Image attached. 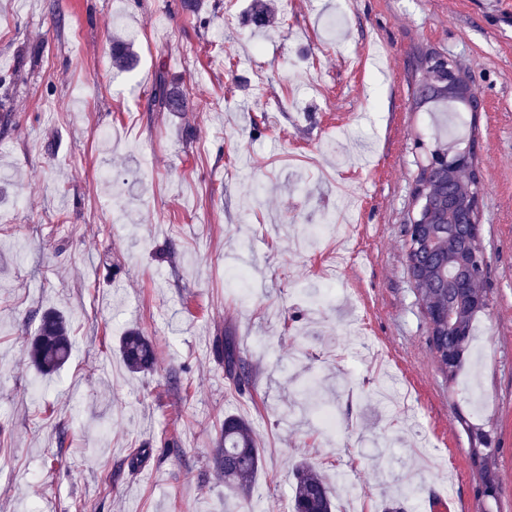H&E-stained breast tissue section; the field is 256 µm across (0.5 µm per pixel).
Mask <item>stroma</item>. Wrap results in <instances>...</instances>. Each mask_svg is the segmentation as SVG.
I'll list each match as a JSON object with an SVG mask.
<instances>
[{"label": "stroma", "instance_id": "1", "mask_svg": "<svg viewBox=\"0 0 512 512\" xmlns=\"http://www.w3.org/2000/svg\"><path fill=\"white\" fill-rule=\"evenodd\" d=\"M267 6L0 0V512H292L303 458L335 512H430L448 486L450 512H512V0ZM427 51L480 97L458 132L414 104ZM160 71L183 111L148 108ZM460 135L487 306L450 378L407 249L420 168ZM46 311L73 336L51 375L27 358ZM129 329L152 370L122 363ZM229 414L263 449L248 500L215 474ZM118 352L123 364L131 373L150 370L155 364L156 350L152 340L136 330H130L124 336H120ZM215 351L218 357L224 358V368L227 375L236 383L239 387L242 384L249 381L250 372L246 369L245 363L236 352L223 343L217 344ZM495 455L494 448H472L471 459L473 465L479 467L482 472V495L483 497H491L495 489V476L488 468V461Z\"/></svg>", "mask_w": 512, "mask_h": 512}]
</instances>
